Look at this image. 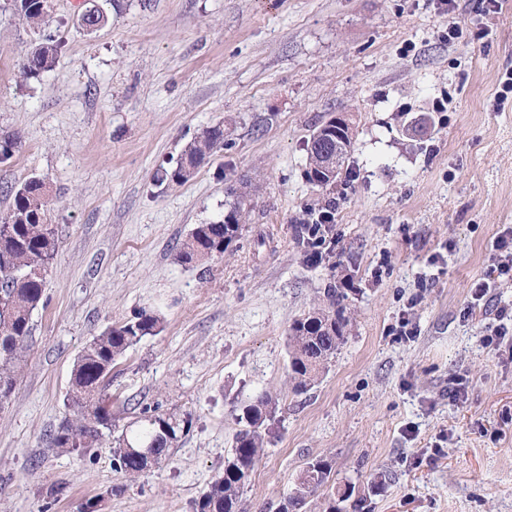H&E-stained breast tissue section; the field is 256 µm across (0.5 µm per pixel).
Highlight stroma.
Listing matches in <instances>:
<instances>
[{
	"mask_svg": "<svg viewBox=\"0 0 512 512\" xmlns=\"http://www.w3.org/2000/svg\"><path fill=\"white\" fill-rule=\"evenodd\" d=\"M51 0L42 31L0 0V163L9 189L47 184L60 246L32 314L23 372L0 409V512H192L224 468L236 408L279 399L272 442L241 495L276 512L307 463L332 478L303 512L345 486L369 512H512V332L484 343L512 280L492 245L512 226V0ZM458 23L462 36L449 35ZM56 66L22 80L41 37ZM349 119L354 149L326 188L306 176L311 134ZM428 118L423 138L408 125ZM224 146L181 185L159 183L204 129ZM247 196L223 258L177 248ZM335 204L334 239L307 260L297 233ZM494 279L490 300L471 285ZM343 288L347 340L307 393L288 387V327ZM142 309L163 319L112 365L115 431L135 409L190 417L166 459L136 478L114 441L50 445L71 368L106 326ZM468 381L452 398L451 380Z\"/></svg>",
	"mask_w": 512,
	"mask_h": 512,
	"instance_id": "obj_1",
	"label": "stroma"
}]
</instances>
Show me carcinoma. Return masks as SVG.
<instances>
[{
  "label": "carcinoma",
  "mask_w": 512,
  "mask_h": 512,
  "mask_svg": "<svg viewBox=\"0 0 512 512\" xmlns=\"http://www.w3.org/2000/svg\"><path fill=\"white\" fill-rule=\"evenodd\" d=\"M14 9L31 29H40L48 16V0H14ZM59 45L49 39L37 44L20 63L24 79L37 78L56 64ZM332 139L308 144V174L327 187L336 181V165H344L354 138L349 124H331ZM224 145V127L202 130L185 150L176 166L156 173L157 181L183 184L193 177L213 151ZM49 201L46 183L32 177L12 191L9 210L0 215V407L7 403L29 349L31 316L43 304L50 264L58 252L59 238L48 224ZM245 210L238 198L228 203L225 219L196 225L182 243L178 258L184 263L221 258L241 231ZM326 304L293 321L288 336V376L295 394L312 389L345 341V294L336 286L325 289ZM162 329L158 315L141 310L126 321L106 327L82 349L74 361L68 391L66 415L54 430L51 444L56 448H92L112 432V408L100 385L101 372L146 336ZM278 410V400L262 392L239 406L235 445L224 470L211 482L196 503L195 512H240V496L264 454L269 422ZM190 418L159 414L148 408L129 423L117 437L113 449L119 469L134 477L149 461L135 450L150 448L153 461L166 456L173 443L189 427ZM331 462L316 459L307 464L293 491L277 512H301L306 500L327 485Z\"/></svg>",
  "instance_id": "cac0c4a2"
}]
</instances>
